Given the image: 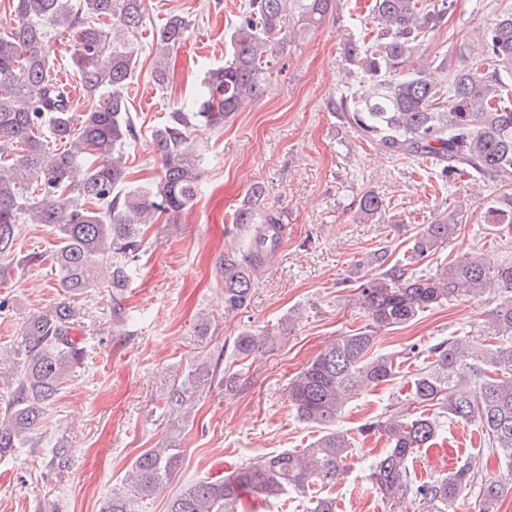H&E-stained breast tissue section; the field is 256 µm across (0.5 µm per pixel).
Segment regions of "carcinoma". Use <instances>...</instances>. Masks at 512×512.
Returning a JSON list of instances; mask_svg holds the SVG:
<instances>
[{"label":"carcinoma","instance_id":"cac0c4a2","mask_svg":"<svg viewBox=\"0 0 512 512\" xmlns=\"http://www.w3.org/2000/svg\"><path fill=\"white\" fill-rule=\"evenodd\" d=\"M11 22L0 21V261L24 269L42 256L22 253L17 225L23 218L54 229L58 244L48 258L57 270L63 298L30 315L22 327L0 407V458L33 441L64 384L80 368L83 342L76 329L75 299L94 288L112 292V326L127 324L126 288L139 269L148 232L163 214L191 208L203 178L193 133L224 127L248 102L264 95L277 59V45L294 41L336 14L338 0H249L232 27L224 65L208 69L198 97L169 113L153 135L163 169L161 180L134 186L124 150L138 138L127 89L138 62L137 38L143 0H10ZM454 0H372L382 24L376 39L348 32L346 65L370 89L342 94L336 109L353 133L379 151L438 167L445 179L493 175L512 180V5L504 7L467 43V64L446 85L433 83L426 66L414 61L426 32L448 18ZM190 21L172 15L155 34L154 77L168 81V57L185 40ZM67 35L71 60L86 96L94 102L75 126L67 85L53 75L51 42ZM68 145L46 148L47 139ZM251 189L232 228L253 229L246 249L224 255V316L247 309L256 280L281 244V225ZM357 211L385 216L386 202L368 191ZM487 224L512 232V201L490 205ZM451 216L424 224L414 236L410 262L437 252L453 235ZM378 272L362 285L359 305L368 322L341 336L309 361L288 386L299 419L323 427L301 450L254 458L224 479L200 480L180 489L167 512H239L244 495L300 512H336V486L346 470L354 437L336 428L345 407L366 392L400 379L408 386L412 412L396 411L365 420L360 436L377 434L386 449L369 468L372 487L395 512L404 499L418 512H457L462 493L477 488L474 512H498L505 486L481 475L469 459L448 475L420 481L410 463L429 448L452 418L476 427L486 451L512 474V258L463 253L433 274L415 275L389 255L374 256ZM495 283L503 299L478 335L465 334L427 350L414 373L403 375L397 360L377 349V333L409 324L422 313L461 297H476ZM267 337L242 331L231 355L246 362ZM207 382L236 386L237 374L201 364L171 377L163 398L169 433L160 448L132 462L122 486L112 490L101 512H147L156 487L182 464L181 433L198 387Z\"/></svg>","mask_w":512,"mask_h":512}]
</instances>
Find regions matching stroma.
I'll return each mask as SVG.
<instances>
[{"mask_svg":"<svg viewBox=\"0 0 512 512\" xmlns=\"http://www.w3.org/2000/svg\"><path fill=\"white\" fill-rule=\"evenodd\" d=\"M245 2L144 0L138 67L128 89L140 127L126 148L132 180H159L152 133L174 108L196 99L208 68L223 63L227 32ZM173 14L194 24L171 52L170 77L160 86L153 79V35ZM495 16L477 0H455L447 23L426 35L422 54L445 52L449 66L460 64L470 34ZM351 27L374 29L366 0H340L335 18L281 48L263 97L247 103L223 129L196 132L204 174L194 206L159 235H147L137 276L125 292L130 317L124 332L112 328V295L106 289L77 300L87 356L50 408L38 447L0 460V512H100L135 457L166 437L161 399L169 376L213 362L222 345L245 329L269 334L266 347L247 365L230 364L240 375L234 390L201 388L181 435V468L157 490L148 512H166L171 497L188 483L226 475L263 454L306 447L320 429L297 418L288 385L336 336L365 325L359 286L375 272L374 253L384 249L392 261H405L419 225L453 213L462 223L437 254L413 264V271L435 272L451 253L493 250L497 227L484 223L482 213L512 188L490 176L443 183L430 164L388 156L358 139L337 112L339 94L359 87L344 61ZM53 50L56 74L70 87L75 117H82L90 102L71 64V43L56 37ZM255 185L264 189L265 209L284 226L282 244L256 282L247 310L228 318L220 276L224 229ZM368 191L386 200L385 218L358 215V200ZM0 295L11 300L9 312L0 315L5 360L26 318L57 302L61 290L54 267L43 262L9 272ZM499 301L493 288L450 301L381 332L378 349L395 354L402 372H414L431 345L477 331ZM203 323L211 325V335L199 334ZM406 393L397 384L362 395L346 407L340 428L356 431ZM443 437L415 458L419 479L435 478L473 457L480 458L486 478L506 479L473 426L445 421ZM61 439L67 447L54 465L53 446ZM384 449L377 436L357 438L348 472L334 488L337 512H386L368 480L370 464Z\"/></svg>","mask_w":512,"mask_h":512,"instance_id":"obj_1","label":"stroma"}]
</instances>
